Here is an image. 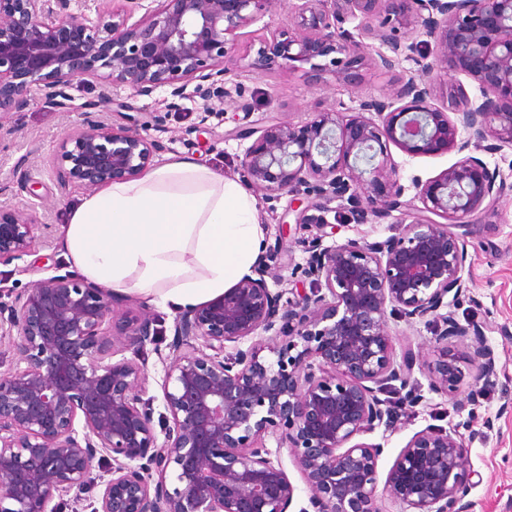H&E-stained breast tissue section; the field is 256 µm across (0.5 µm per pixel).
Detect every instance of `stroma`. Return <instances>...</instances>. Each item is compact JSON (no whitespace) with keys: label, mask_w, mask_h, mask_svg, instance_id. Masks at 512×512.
<instances>
[{"label":"stroma","mask_w":512,"mask_h":512,"mask_svg":"<svg viewBox=\"0 0 512 512\" xmlns=\"http://www.w3.org/2000/svg\"><path fill=\"white\" fill-rule=\"evenodd\" d=\"M294 7L293 0H270L256 20L238 30L234 61L228 79L244 93L251 106L249 124L265 128L281 121L303 125L313 112L331 109L351 112L360 101L387 98L403 80L415 75L414 62L404 61L395 69L382 72L370 66L359 69L355 86L338 83L332 73H324L320 82L310 81L306 66L289 69L287 64L257 65L258 51L271 28L286 25ZM69 111L60 112L38 105L9 115L5 127L12 138L0 144V206L18 211L37 224L47 225L31 254L0 266V294L8 295L27 288L33 281L55 273L64 263L63 226L68 206L85 196L77 185L61 186L50 172L51 161L63 136L79 126L88 95L81 86L71 91ZM165 91L152 96H133L122 87L109 91V99L99 107L113 125L127 126L143 136L161 140L165 146L154 165L169 156L191 158L218 173L238 176V157L247 146L235 135L238 125L235 108L224 105L223 117L200 122L204 101L198 94L182 100L179 109L168 110ZM164 113L162 127L152 125L156 113ZM389 156L398 164L401 182L406 185L405 200H412L413 179L437 177L457 160L458 152L410 157L395 144H388ZM489 166L499 168L506 177L496 201L478 214L464 236L470 265L464 279L462 299H449L447 312L458 323L481 325V338L454 336L447 344L435 339L432 324L406 323L397 318L388 322L396 352L412 349L419 357L414 371V387L422 396L419 405L404 410L396 424L362 435V442L379 444L384 452L379 459L380 475H387L396 456L418 431L429 426L458 428L467 448L471 486L466 496L470 512H512V149L504 148L484 156ZM266 244L284 238L289 265H304L305 247L316 233L310 225H299L289 211L290 198L282 195H258ZM402 226L396 217L381 223L337 221L336 231L324 238V245L348 240L379 241L399 234ZM491 350L497 374L487 384L476 382L475 371L467 358L477 347ZM459 357L463 375L453 398L433 391L432 365L442 352ZM490 390L492 405H485L480 392Z\"/></svg>","instance_id":"35a3bbf8"}]
</instances>
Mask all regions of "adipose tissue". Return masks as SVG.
Instances as JSON below:
<instances>
[{
	"label": "adipose tissue",
	"instance_id": "1",
	"mask_svg": "<svg viewBox=\"0 0 512 512\" xmlns=\"http://www.w3.org/2000/svg\"><path fill=\"white\" fill-rule=\"evenodd\" d=\"M263 242L246 187L183 157L79 199L64 235L65 257L85 280L173 313L251 275Z\"/></svg>",
	"mask_w": 512,
	"mask_h": 512
}]
</instances>
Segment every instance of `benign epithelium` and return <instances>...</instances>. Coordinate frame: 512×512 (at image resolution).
<instances>
[{
    "label": "benign epithelium",
    "mask_w": 512,
    "mask_h": 512,
    "mask_svg": "<svg viewBox=\"0 0 512 512\" xmlns=\"http://www.w3.org/2000/svg\"><path fill=\"white\" fill-rule=\"evenodd\" d=\"M155 2L134 21L141 0H119L103 22L88 14L100 12L98 0L79 12L71 0H0V117L33 102L64 112L76 82L92 94L83 124L54 158L57 182L96 190L133 179L163 149L92 113L108 100L97 90L100 69L134 96L168 90L174 110L192 84L220 103L231 100L232 36L270 0ZM402 29L430 38L435 52L402 42ZM355 30L388 52H365ZM333 52L346 56L332 62L346 86L367 60L384 71L413 60L419 75L349 115L329 110L302 126H238L236 136L251 140L241 171L257 192L292 196L295 223L320 231L336 199L353 216L363 217L366 202L378 218L398 211L411 221L383 241L312 243L305 272L324 286L309 290L269 286L281 283L286 247L277 240L256 277L176 315L166 355L155 346L164 317L153 307L141 305L113 331L115 301L70 273L1 301L0 343L14 347L17 360L0 371V512H60L91 487V512H289L295 487L279 457L284 446L309 490L312 510L301 512H380V491L406 512H468L467 448L456 432L415 433L381 490L383 447L352 440L397 422L387 395L403 391V401H419L407 390L417 356L408 350L396 360L390 317L428 318L439 341L481 336L441 313L448 294L465 288L468 254L452 228L494 202L505 179L467 154L414 183L422 204L414 209L402 200L398 164L375 146L385 139L410 157L463 152L473 141L484 152L512 147V105H503L512 99V0H300L288 29L271 32L261 54L268 64L308 63L318 80L327 66L315 59ZM436 67L463 71L480 95L459 87L454 111L435 106L425 76ZM376 151L382 160L360 170L357 161L374 160ZM38 230L0 208V264L30 254ZM148 343L161 364L159 397L148 394L141 356ZM118 347L130 356L113 360ZM471 361L476 380L496 375L490 351L477 348ZM457 362L435 363V392L456 386ZM269 434L275 451L264 443Z\"/></svg>",
    "instance_id": "7a95c632"
}]
</instances>
